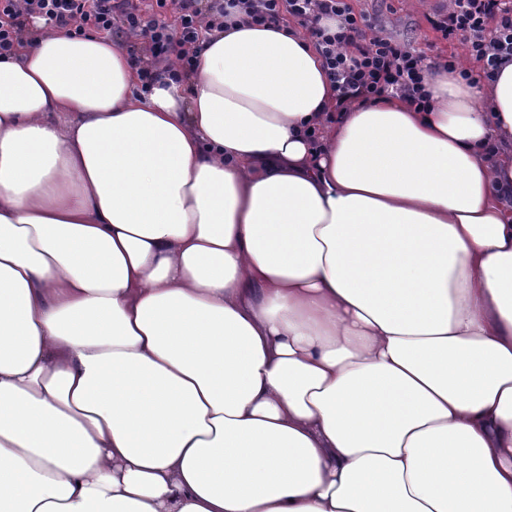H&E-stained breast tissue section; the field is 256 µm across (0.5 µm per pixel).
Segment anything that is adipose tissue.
Instances as JSON below:
<instances>
[{"label":"adipose tissue","mask_w":512,"mask_h":512,"mask_svg":"<svg viewBox=\"0 0 512 512\" xmlns=\"http://www.w3.org/2000/svg\"><path fill=\"white\" fill-rule=\"evenodd\" d=\"M138 85L0 57V512H512V61L340 112L240 22Z\"/></svg>","instance_id":"adipose-tissue-1"}]
</instances>
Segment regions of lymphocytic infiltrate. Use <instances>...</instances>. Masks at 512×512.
Listing matches in <instances>:
<instances>
[{
    "instance_id": "1",
    "label": "lymphocytic infiltrate",
    "mask_w": 512,
    "mask_h": 512,
    "mask_svg": "<svg viewBox=\"0 0 512 512\" xmlns=\"http://www.w3.org/2000/svg\"><path fill=\"white\" fill-rule=\"evenodd\" d=\"M169 10L176 15L172 26L160 19ZM238 12L262 26L287 14L298 18L321 53L337 108L397 95L428 110L427 84L436 65L422 51L376 31L349 0H0V56L13 54L26 20L39 17L69 34L96 33L125 47L141 63L140 89L146 92L165 73L162 65H169L165 74L173 79L192 69L195 49ZM330 19L338 20V28L327 27ZM431 27L441 40L460 42L479 63L482 78H494L512 58V0H449ZM140 37L145 47L137 46Z\"/></svg>"
}]
</instances>
